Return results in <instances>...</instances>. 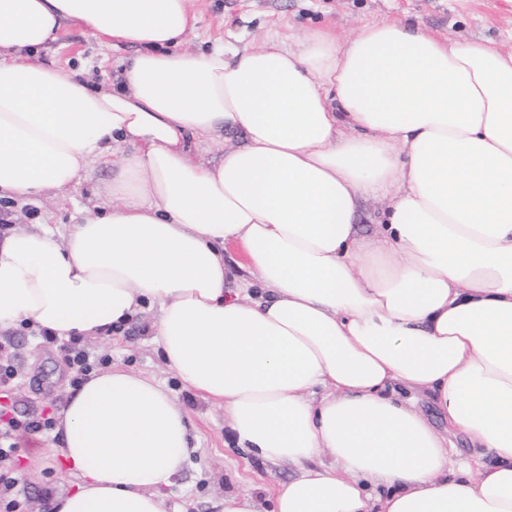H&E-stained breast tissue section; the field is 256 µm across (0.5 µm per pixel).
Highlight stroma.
<instances>
[{"mask_svg": "<svg viewBox=\"0 0 512 512\" xmlns=\"http://www.w3.org/2000/svg\"><path fill=\"white\" fill-rule=\"evenodd\" d=\"M198 16L185 50L205 51L224 42L252 48L271 34L296 44L314 28H330L344 36L357 34L383 20L410 22L454 40L512 49V0H193ZM136 52L129 45L99 40L85 27L68 26L58 41L31 52L30 61L69 68L93 86L119 83L124 62ZM110 178L99 166L88 181L65 192L47 191L34 200L14 201L0 218L23 228L49 224L66 233L86 211L100 207ZM158 307L144 305L123 330L108 338H87L79 348L106 365L154 377L163 383L190 413L191 444L195 449L184 470L165 490L166 512H213L223 495L251 493L260 512H270L271 489L296 475L293 465L271 464L239 448L222 407L206 404L162 361L153 340L159 321ZM70 342L46 341L40 332L21 324L0 332V360L13 367V379L0 408L9 416L28 420L54 416L73 388L75 373L68 363ZM18 451L11 463L24 480L19 495L20 512H46L50 496L74 484L56 456L60 444L56 431L15 434Z\"/></svg>", "mask_w": 512, "mask_h": 512, "instance_id": "stroma-1", "label": "stroma"}]
</instances>
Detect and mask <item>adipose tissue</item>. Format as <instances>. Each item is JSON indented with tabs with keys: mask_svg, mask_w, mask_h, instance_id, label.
<instances>
[{
	"mask_svg": "<svg viewBox=\"0 0 512 512\" xmlns=\"http://www.w3.org/2000/svg\"><path fill=\"white\" fill-rule=\"evenodd\" d=\"M190 2L0 0V198L111 172L64 236L0 232V330L105 336L158 305L166 366L299 468L271 512H512V50L382 21L188 52ZM67 24L136 47L119 84L28 60ZM56 429L77 483L50 512H165L191 443L164 385L91 373Z\"/></svg>",
	"mask_w": 512,
	"mask_h": 512,
	"instance_id": "1",
	"label": "adipose tissue"
}]
</instances>
